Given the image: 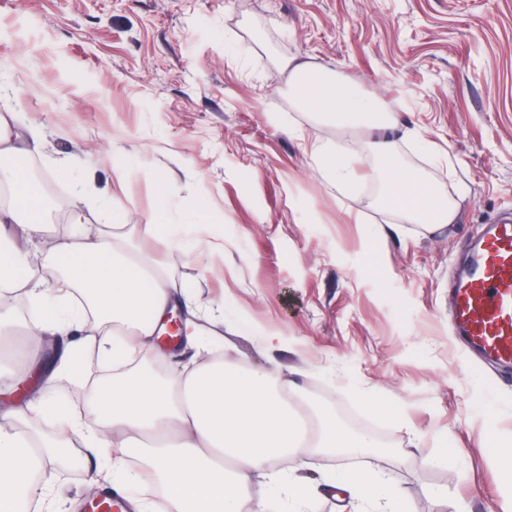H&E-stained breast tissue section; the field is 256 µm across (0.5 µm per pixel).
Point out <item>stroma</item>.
Masks as SVG:
<instances>
[{"label":"stroma","mask_w":512,"mask_h":512,"mask_svg":"<svg viewBox=\"0 0 512 512\" xmlns=\"http://www.w3.org/2000/svg\"><path fill=\"white\" fill-rule=\"evenodd\" d=\"M298 63L389 109L400 163L454 200V223L375 206L374 131L298 108ZM0 116L39 130L30 159L43 176L66 174L32 258L68 236L60 208L120 224L199 304L223 299L228 359L262 364L247 326L283 329L271 356L296 398L323 394L345 429L350 408L387 426L376 458L306 456L296 474L316 484L315 512H350L334 474L376 466L412 512L512 503L492 444L512 441V370L464 352L448 324L465 251L512 219V0H0ZM315 142L349 161L348 193L322 176ZM164 209L201 254L141 237ZM104 467L47 474L57 497L42 512L110 492Z\"/></svg>","instance_id":"stroma-1"}]
</instances>
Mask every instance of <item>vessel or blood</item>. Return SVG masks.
Returning <instances> with one entry per match:
<instances>
[{"label":"vessel or blood","mask_w":512,"mask_h":512,"mask_svg":"<svg viewBox=\"0 0 512 512\" xmlns=\"http://www.w3.org/2000/svg\"><path fill=\"white\" fill-rule=\"evenodd\" d=\"M451 323L483 358L512 367V221L489 225L453 288Z\"/></svg>","instance_id":"obj_1"}]
</instances>
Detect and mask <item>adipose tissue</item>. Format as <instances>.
Wrapping results in <instances>:
<instances>
[{
  "mask_svg": "<svg viewBox=\"0 0 512 512\" xmlns=\"http://www.w3.org/2000/svg\"><path fill=\"white\" fill-rule=\"evenodd\" d=\"M293 93L299 105L347 126L354 120L386 123L377 99L357 86L309 74L294 67ZM382 160L385 192L380 206L401 213L406 222L450 224L456 206L426 188L412 170L399 164L391 141L373 142ZM27 154L14 145L0 120V182L12 189L0 206V223H18L24 236L44 230L41 200L19 166ZM72 232L54 248V258L33 265L10 236L0 234V341L25 336H64L46 363L24 359L0 368V380L25 385L33 401L0 402V512H21L20 495L43 505L48 487L31 482V473L70 463L75 444L86 452L114 450L112 475L131 492L143 480L127 463L142 462L162 489V512H313L310 483L293 477L289 458L297 449L312 454L338 450L360 456L374 446L370 434L351 435L321 418L310 438L301 407L288 396V382L276 364L240 368L215 353V340L204 336L188 292L174 276L154 266L120 233L105 234L71 216ZM25 279H18L19 269ZM22 292L35 312L32 323H18L5 297ZM185 316L178 330L182 352L192 353L193 368L162 376L154 363L172 358L161 343L177 308ZM96 352L112 367L111 376H92L82 356ZM79 387L85 414H60L55 392ZM353 512H409L406 496L382 469L339 472ZM266 489L254 495L255 485Z\"/></svg>",
  "mask_w": 512,
  "mask_h": 512,
  "instance_id": "obj_1",
  "label": "adipose tissue"
}]
</instances>
